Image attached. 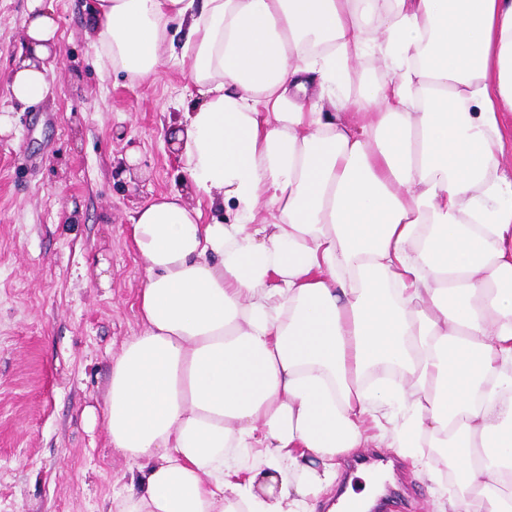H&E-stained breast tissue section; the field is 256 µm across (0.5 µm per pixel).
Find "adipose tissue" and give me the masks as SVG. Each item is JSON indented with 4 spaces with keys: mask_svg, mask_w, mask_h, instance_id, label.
<instances>
[{
    "mask_svg": "<svg viewBox=\"0 0 512 512\" xmlns=\"http://www.w3.org/2000/svg\"><path fill=\"white\" fill-rule=\"evenodd\" d=\"M370 27L394 77L361 84L358 123L334 88ZM57 30L27 0L13 100L47 93ZM87 36L135 80L182 48L198 94L169 135L182 187L128 226L116 512H313L395 405L396 447L456 475L434 512H512V0H97Z\"/></svg>",
    "mask_w": 512,
    "mask_h": 512,
    "instance_id": "adipose-tissue-1",
    "label": "adipose tissue"
}]
</instances>
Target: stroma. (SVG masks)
Instances as JSON below:
<instances>
[{"mask_svg": "<svg viewBox=\"0 0 512 512\" xmlns=\"http://www.w3.org/2000/svg\"><path fill=\"white\" fill-rule=\"evenodd\" d=\"M94 5L53 0L58 66L48 94L26 105L5 75L27 0H0V512H108L130 481L103 412L112 361L140 330L144 271L127 224L182 184L167 139L195 86L175 59L140 81L106 67L86 36ZM352 68L337 101L354 103L360 79L393 77L372 50ZM378 454L401 460L384 512H432L433 496L449 495L399 449Z\"/></svg>", "mask_w": 512, "mask_h": 512, "instance_id": "obj_1", "label": "stroma"}]
</instances>
